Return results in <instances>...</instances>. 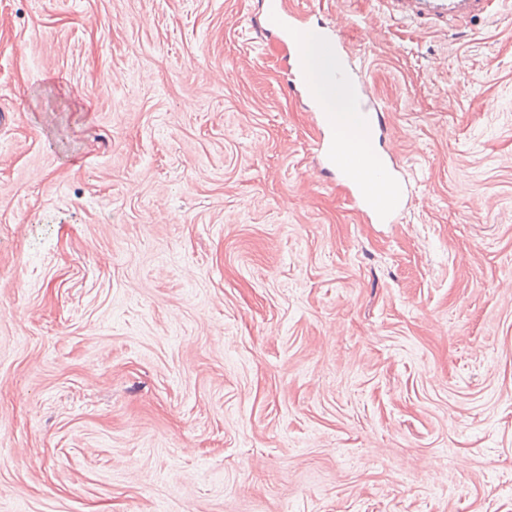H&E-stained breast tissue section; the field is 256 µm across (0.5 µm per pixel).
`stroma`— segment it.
<instances>
[{
	"mask_svg": "<svg viewBox=\"0 0 512 512\" xmlns=\"http://www.w3.org/2000/svg\"><path fill=\"white\" fill-rule=\"evenodd\" d=\"M290 5L387 109L396 223L260 0H0V512H512V0ZM260 27L265 36L273 35L281 40H288V43L292 45L294 56H292V65L288 71V86L293 93L306 101L313 119L321 131L322 135L316 143V153L319 155L324 169L336 179L340 177L350 185L354 202L365 210L371 222L375 224L395 223L398 214L408 202V183L395 161L384 160L388 180L393 189L389 199L391 187L388 183L368 169H358L354 174L355 178L364 183L376 203L383 204L389 199L384 207H376L362 185L351 178L353 170L364 167L367 161L360 156L345 154L341 145L333 138V114L336 112L339 140L349 150L366 149L367 140H372L371 131L367 130L357 119L355 113L359 110L346 90L336 89L334 92L321 80L315 83L314 90L318 94L331 97L333 112H330V106L324 99L312 94L313 75L304 70L301 65L310 28L301 23L300 13L288 10L286 0H263L261 2ZM325 131L331 134L327 138ZM492 0H386L401 19L432 24L468 20L486 13ZM320 52L319 58L315 65L318 67H326L331 60L340 59L343 64L347 59L356 57L353 49L347 46V43L337 32V30L330 26H320Z\"/></svg>",
	"mask_w": 512,
	"mask_h": 512,
	"instance_id": "obj_1",
	"label": "stroma"
}]
</instances>
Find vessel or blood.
<instances>
[{
  "instance_id": "obj_1",
  "label": "vessel or blood",
  "mask_w": 512,
  "mask_h": 512,
  "mask_svg": "<svg viewBox=\"0 0 512 512\" xmlns=\"http://www.w3.org/2000/svg\"><path fill=\"white\" fill-rule=\"evenodd\" d=\"M396 16L412 21L433 24L450 20H468L484 14L489 0H389ZM260 27L263 34L272 35L291 44L294 56L288 71V86L307 103L313 119L324 136L316 143L321 163L333 177L349 181L354 202L365 210L371 222L392 224L406 206L409 186L395 161H387L385 170L392 187V195L385 206L378 207L367 196L358 182L352 181L353 170L364 167L362 157L344 153L341 145L331 138L334 115L327 102L312 93L313 76L303 69L302 55L308 38V27L301 23L299 12L289 10L287 0H262ZM320 52L318 67H325L331 60L345 61L340 79L353 92L356 104L364 111L373 132L384 131L386 114L366 92V84L358 70L349 66L355 52L347 46L337 30L330 26L319 29Z\"/></svg>"
}]
</instances>
